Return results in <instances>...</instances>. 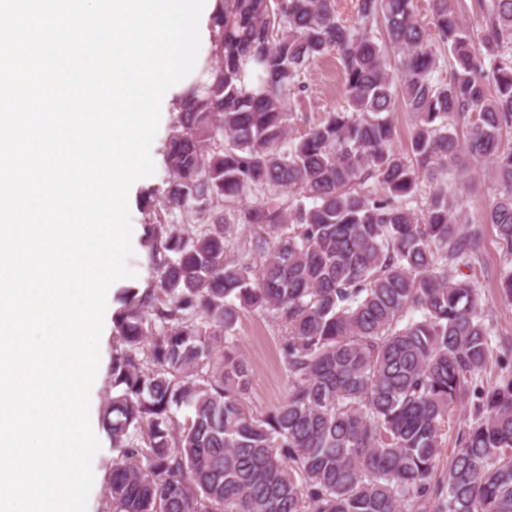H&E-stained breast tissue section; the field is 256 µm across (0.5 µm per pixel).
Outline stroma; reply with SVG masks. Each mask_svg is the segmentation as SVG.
I'll return each mask as SVG.
<instances>
[{"mask_svg": "<svg viewBox=\"0 0 512 512\" xmlns=\"http://www.w3.org/2000/svg\"><path fill=\"white\" fill-rule=\"evenodd\" d=\"M304 81L307 85L306 92L291 103L289 132L294 137L303 134L325 112L343 102L342 73L335 56H327L312 66ZM462 189L466 219L484 225L479 261L461 267L459 274L477 288L495 327L493 353L482 374L484 383L490 385L502 374L504 350L512 347V299L500 297L496 288L502 248L496 229L483 222L497 193V185L490 177L487 166L483 165L470 170L463 179ZM235 336L238 351L252 370L251 385L246 395L247 404L254 413L265 412L282 400L286 392L280 349L281 331L264 316L244 311L236 323Z\"/></svg>", "mask_w": 512, "mask_h": 512, "instance_id": "stroma-1", "label": "stroma"}]
</instances>
